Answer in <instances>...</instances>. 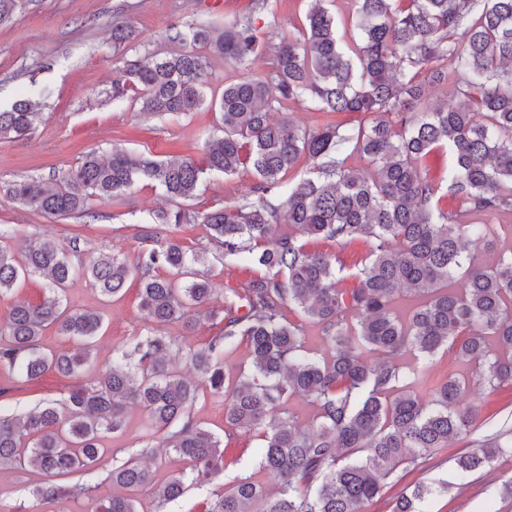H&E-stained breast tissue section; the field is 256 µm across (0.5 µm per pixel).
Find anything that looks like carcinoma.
Here are the masks:
<instances>
[{"label":"carcinoma","instance_id":"obj_1","mask_svg":"<svg viewBox=\"0 0 512 512\" xmlns=\"http://www.w3.org/2000/svg\"><path fill=\"white\" fill-rule=\"evenodd\" d=\"M328 2L311 0L304 27L281 38L272 69L262 75L251 70L259 42L248 18L222 31L168 29L169 41H189L242 71L210 101L223 136L205 142L200 161L155 159L114 146L107 160L85 154L53 186L34 178L12 184L22 207L66 217L87 215L92 197L114 199L151 182L172 203L156 213V223L176 230L204 224L224 260L264 270L228 301L224 330L207 344L182 346L149 330L130 338L84 384L79 378L97 349L102 318L65 303L70 282L84 277L111 298L134 275L150 326L189 324L215 293L201 269L210 251L147 233L134 266L115 255L76 265L50 238L21 245V265L0 248V296L26 276L47 280L40 303L19 302L0 316V369L27 381L49 371L75 380L64 399L21 415L0 414V475L40 470L49 481L29 491L34 500L91 497L89 480L107 452L104 434L123 431L132 406L146 412L154 433L190 470L154 483L148 440L112 460L107 472L126 494L96 502L90 512H139L138 491L148 486L162 512L187 485L224 476L226 444L240 432L261 437L255 453L274 487L237 476L205 512H363L399 469L492 421L477 404L459 406L465 385L452 377L422 399L402 385L420 377V369L397 358L429 360L443 351L471 367L477 390L512 386V249L496 250L489 225L476 220L512 212V0H353L352 13L342 16ZM207 64L195 51L126 59L112 81V101L133 93L145 115L192 112L205 103ZM422 75L433 86L454 78L452 95L464 104L426 97ZM291 99L314 112L361 120L351 128L272 120L275 105ZM37 115L39 103L28 97L0 108V138L25 135ZM443 147L449 153L444 192L422 169ZM242 169L256 178V196L203 212L182 208L198 196L204 175ZM310 238L370 241L354 287H340L336 255L310 249ZM472 243L497 251L496 261L474 263ZM161 268L175 277L158 275ZM402 292L415 301L407 316L395 309ZM292 307L320 327L327 356L307 355L303 327L285 314ZM52 325L77 343L74 351L43 344ZM241 343L249 367L231 376L224 352ZM366 350L377 355L375 362L365 360ZM179 358L198 382L175 370ZM202 385L224 403L222 439L194 419ZM293 395L315 405L311 428L285 407ZM507 453L512 428L504 424L455 457L457 479L465 482ZM71 473L87 481H52ZM433 493L416 484L396 498L392 512H416L415 504Z\"/></svg>","mask_w":512,"mask_h":512}]
</instances>
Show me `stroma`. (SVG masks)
Returning <instances> with one entry per match:
<instances>
[{
    "instance_id": "1",
    "label": "stroma",
    "mask_w": 512,
    "mask_h": 512,
    "mask_svg": "<svg viewBox=\"0 0 512 512\" xmlns=\"http://www.w3.org/2000/svg\"><path fill=\"white\" fill-rule=\"evenodd\" d=\"M223 2L217 9L210 0H24L13 22L0 26V105H10L23 95L43 105L30 133L0 139L1 248L14 252L20 239L54 238L71 247L73 260L86 262L111 253L133 265L144 247V231L167 236V227L153 221L154 212L167 201L147 182L115 199L91 200L90 216L68 218L22 208L11 197L10 187L22 179H50L75 166L86 152L106 156L116 145L163 159L200 160L204 141L219 133L213 108L205 105L174 119L148 118L140 115L135 101L113 102L110 91L124 59L170 50L166 40L170 26H220L237 17H250L256 28L260 52L252 70L266 73L282 36L304 24L309 4V0H266L262 5L257 0ZM120 22L139 34L138 41L124 49L112 44V27ZM254 183L246 170L230 177L206 176L188 208L197 212L224 205L248 193ZM260 273L254 266L211 262L208 275L217 290L211 309L223 308L231 292L241 291ZM139 288V283H130L122 297L108 300L86 279L70 283V306L99 312L104 318L96 358L86 365L83 381H93L111 362L115 349L147 330L139 309ZM419 367L426 381L415 391L424 398L448 376L465 381L471 376L467 364L443 353ZM71 384V379L54 372L28 382L0 369V413L18 414L43 400L63 398ZM258 444L254 435L240 434L225 452L224 479L190 490L167 505L166 512H202L205 503L222 495L228 479L236 476L270 484L255 458ZM457 452L454 446L438 449L426 464L401 472L381 497L365 505L364 512H391L403 488L420 482L435 489L420 503L421 512H512V499L488 496L490 487L512 480V456H500L491 471L474 472L462 487L456 478ZM41 480L40 471L33 468L1 476L0 503L33 506L37 512H88L90 503L84 498L33 502L29 490Z\"/></svg>"
}]
</instances>
